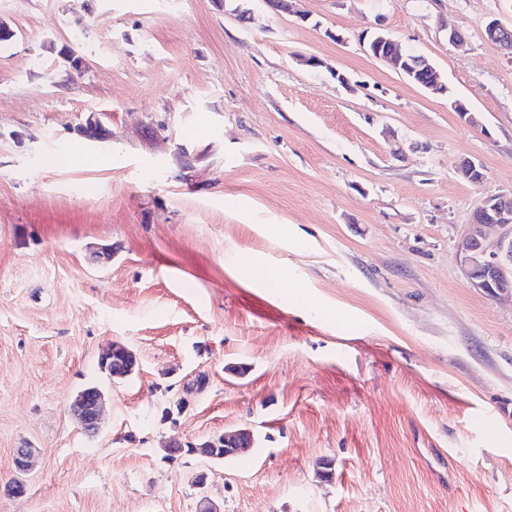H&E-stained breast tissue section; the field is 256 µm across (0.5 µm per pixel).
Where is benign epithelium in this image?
I'll return each mask as SVG.
<instances>
[{"instance_id": "1", "label": "benign epithelium", "mask_w": 512, "mask_h": 512, "mask_svg": "<svg viewBox=\"0 0 512 512\" xmlns=\"http://www.w3.org/2000/svg\"><path fill=\"white\" fill-rule=\"evenodd\" d=\"M488 41L512 52V27L497 19L485 26ZM371 56L397 74L418 80L425 89L434 93L447 90L436 67L423 56L414 59L415 67L408 66L396 41L383 33L373 43ZM478 208L490 215V223L467 225L459 244L461 263L472 285L492 297L512 296V195H495L483 199ZM112 361L105 369L114 379H125L135 370L136 360L123 345L114 344L107 349ZM102 393L94 387L77 395L74 407L82 430L88 434L98 432L101 423ZM253 432L248 428L226 431L190 446V451L209 460L233 457L252 446ZM33 450H14L13 464L17 471L25 472L31 466Z\"/></svg>"}]
</instances>
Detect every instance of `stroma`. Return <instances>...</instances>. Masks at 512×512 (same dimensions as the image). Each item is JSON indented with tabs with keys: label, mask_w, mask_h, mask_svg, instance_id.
Wrapping results in <instances>:
<instances>
[{
	"label": "stroma",
	"mask_w": 512,
	"mask_h": 512,
	"mask_svg": "<svg viewBox=\"0 0 512 512\" xmlns=\"http://www.w3.org/2000/svg\"><path fill=\"white\" fill-rule=\"evenodd\" d=\"M299 8L0 0V484L27 487L0 512H512V300L457 252L512 192V54L484 35L512 0ZM380 28L447 93L370 57ZM234 428L233 459L167 452ZM106 356L112 357V361L105 366L112 379H125L133 374L136 360L125 346L112 343V348L110 346L107 349ZM101 403L102 393L97 387L85 389L77 395L74 407L84 432H98L101 423Z\"/></svg>",
	"instance_id": "stroma-1"
}]
</instances>
